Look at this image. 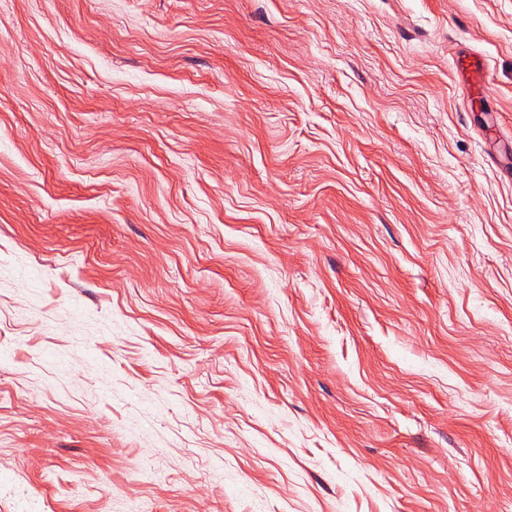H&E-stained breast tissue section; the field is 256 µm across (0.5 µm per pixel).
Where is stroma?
<instances>
[{"instance_id": "1", "label": "stroma", "mask_w": 512, "mask_h": 512, "mask_svg": "<svg viewBox=\"0 0 512 512\" xmlns=\"http://www.w3.org/2000/svg\"><path fill=\"white\" fill-rule=\"evenodd\" d=\"M511 146L512 0H0V512L512 508Z\"/></svg>"}]
</instances>
